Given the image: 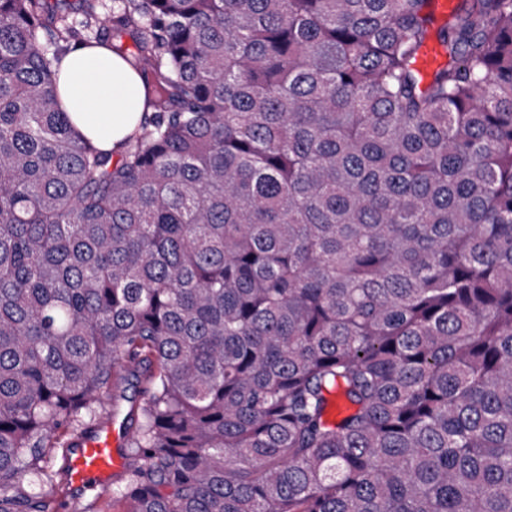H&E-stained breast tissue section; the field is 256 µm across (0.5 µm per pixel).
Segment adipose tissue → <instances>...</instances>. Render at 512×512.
Segmentation results:
<instances>
[{"label":"adipose tissue","mask_w":512,"mask_h":512,"mask_svg":"<svg viewBox=\"0 0 512 512\" xmlns=\"http://www.w3.org/2000/svg\"><path fill=\"white\" fill-rule=\"evenodd\" d=\"M60 93L74 128L103 150L118 148L136 130L146 110L141 78L104 45L69 50Z\"/></svg>","instance_id":"obj_1"}]
</instances>
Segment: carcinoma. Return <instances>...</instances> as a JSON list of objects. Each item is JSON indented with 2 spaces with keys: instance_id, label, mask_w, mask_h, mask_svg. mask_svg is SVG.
Masks as SVG:
<instances>
[{
  "instance_id": "cac0c4a2",
  "label": "carcinoma",
  "mask_w": 512,
  "mask_h": 512,
  "mask_svg": "<svg viewBox=\"0 0 512 512\" xmlns=\"http://www.w3.org/2000/svg\"><path fill=\"white\" fill-rule=\"evenodd\" d=\"M0 0V512L126 396L88 512H512V0ZM151 89L116 151L58 81ZM451 6H452L451 0H448V1L447 0H434L432 2V9L435 13L446 14L448 12V16L447 15L440 16V15L435 14L436 20H435V23L433 25V29L431 32V38L428 41V45L434 46L439 51V53L442 57V60L443 61L446 60V63L448 62V55H446L445 48L441 44L440 40L437 37V30L439 28H441L442 26H444L445 24H447L448 21L451 19V11L453 9L452 8L451 10H449L451 8ZM431 46H427L426 48H424V50L422 51V53L418 59V66L423 73H428L429 71L433 70L435 67L439 66L441 63L440 59H439V54L437 53L435 48H433ZM432 72L433 71H431L429 73V75ZM60 93L74 128L102 150L117 149L137 128L146 89L136 71L105 45L73 46L60 75Z\"/></svg>"
}]
</instances>
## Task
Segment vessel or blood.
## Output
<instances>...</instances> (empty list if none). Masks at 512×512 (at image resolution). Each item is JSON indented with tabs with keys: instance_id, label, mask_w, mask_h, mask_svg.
I'll return each mask as SVG.
<instances>
[{
	"instance_id": "b4317fda",
	"label": "vessel or blood",
	"mask_w": 512,
	"mask_h": 512,
	"mask_svg": "<svg viewBox=\"0 0 512 512\" xmlns=\"http://www.w3.org/2000/svg\"><path fill=\"white\" fill-rule=\"evenodd\" d=\"M123 438V429L109 423L77 437L66 459L73 487L101 490L109 486L126 466V458L120 450Z\"/></svg>"
}]
</instances>
